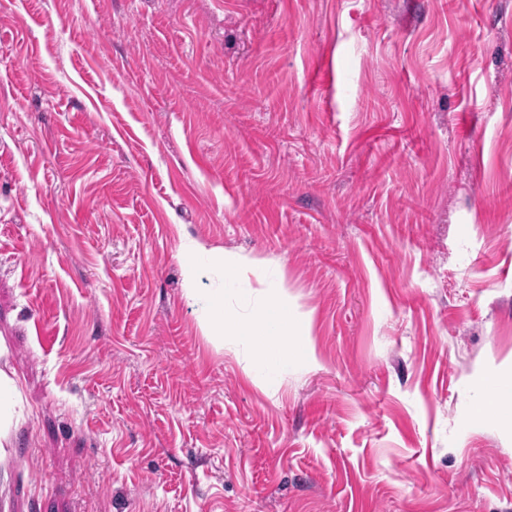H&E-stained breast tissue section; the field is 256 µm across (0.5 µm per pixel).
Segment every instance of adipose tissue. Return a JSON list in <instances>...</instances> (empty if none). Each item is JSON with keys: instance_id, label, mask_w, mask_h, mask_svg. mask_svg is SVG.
Segmentation results:
<instances>
[{"instance_id": "obj_1", "label": "adipose tissue", "mask_w": 512, "mask_h": 512, "mask_svg": "<svg viewBox=\"0 0 512 512\" xmlns=\"http://www.w3.org/2000/svg\"><path fill=\"white\" fill-rule=\"evenodd\" d=\"M200 271L193 263L183 266L184 290L188 299L201 303L207 312L203 322L205 335L215 342H223L228 336H246L261 346L271 361H284L300 349L301 336L308 329L295 321L280 300L269 302L259 313L241 321L224 312V300L220 297L201 298L198 288Z\"/></svg>"}]
</instances>
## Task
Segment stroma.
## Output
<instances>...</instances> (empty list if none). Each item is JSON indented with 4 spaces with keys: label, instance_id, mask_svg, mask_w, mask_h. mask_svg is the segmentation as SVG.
<instances>
[{
    "label": "stroma",
    "instance_id": "35a3bbf8",
    "mask_svg": "<svg viewBox=\"0 0 512 512\" xmlns=\"http://www.w3.org/2000/svg\"><path fill=\"white\" fill-rule=\"evenodd\" d=\"M0 369V512H512V0H0ZM200 271L198 266L186 262L183 266L184 290L188 299L201 306L207 312L203 321L205 336L224 345L226 336H248L261 346L270 361H285L296 352L304 349L309 358L316 360L313 348L305 347L300 342V336H309L308 328L303 323L296 322L283 306L281 300H272L259 313L246 321L227 316L224 313V298L200 296L198 288ZM276 338L274 344L271 338ZM21 398L18 383L0 370V447L3 446L4 433L13 420V408Z\"/></svg>",
    "mask_w": 512,
    "mask_h": 512
}]
</instances>
